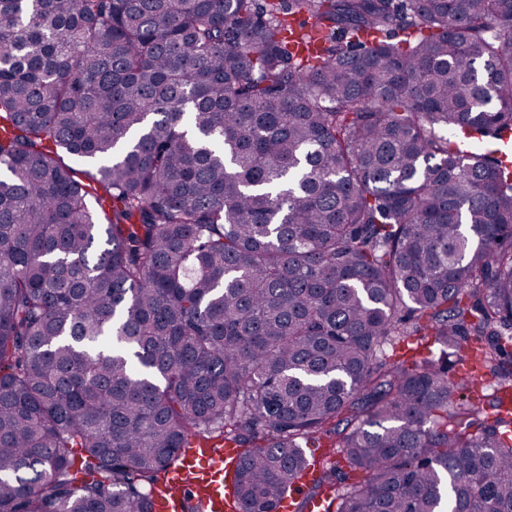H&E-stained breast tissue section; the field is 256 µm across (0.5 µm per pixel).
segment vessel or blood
Masks as SVG:
<instances>
[{
  "mask_svg": "<svg viewBox=\"0 0 512 512\" xmlns=\"http://www.w3.org/2000/svg\"><path fill=\"white\" fill-rule=\"evenodd\" d=\"M240 450L227 442L184 449L169 467L162 488L152 493L153 512H236L224 496V473L236 464ZM281 512H327L323 498L291 495Z\"/></svg>",
  "mask_w": 512,
  "mask_h": 512,
  "instance_id": "vessel-or-blood-1",
  "label": "vessel or blood"
}]
</instances>
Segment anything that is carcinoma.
<instances>
[{
  "instance_id": "obj_1",
  "label": "carcinoma",
  "mask_w": 512,
  "mask_h": 512,
  "mask_svg": "<svg viewBox=\"0 0 512 512\" xmlns=\"http://www.w3.org/2000/svg\"><path fill=\"white\" fill-rule=\"evenodd\" d=\"M2 121L0 512H153L191 436L241 512H512L448 377L512 389V0H0ZM297 505L299 509H297ZM280 510L283 512H295L300 510L302 512H327L328 505L320 498V496L307 497L299 496L292 492L291 496L287 500L281 503Z\"/></svg>"
}]
</instances>
